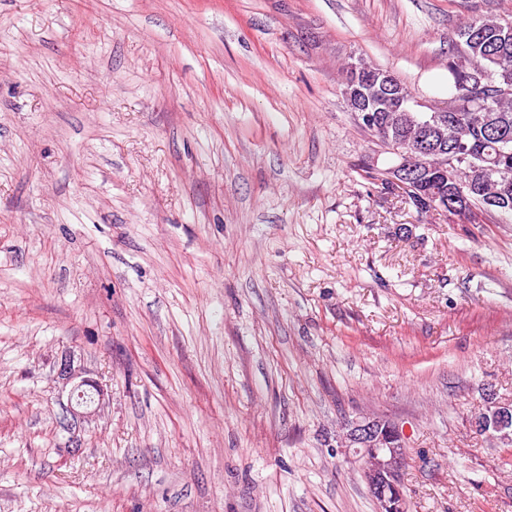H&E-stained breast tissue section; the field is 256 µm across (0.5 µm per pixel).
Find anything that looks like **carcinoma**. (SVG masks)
<instances>
[{"label": "carcinoma", "instance_id": "obj_1", "mask_svg": "<svg viewBox=\"0 0 512 512\" xmlns=\"http://www.w3.org/2000/svg\"><path fill=\"white\" fill-rule=\"evenodd\" d=\"M512 21L498 17L473 20L460 28L458 54L448 59V91L453 100L466 93L481 96L482 105L463 113L462 120L439 138L428 156L430 173L418 176L420 185L405 191L408 203L419 212L432 209L430 201L441 194L440 186L451 184L466 191L465 212L495 211L512 216V93L499 87L512 86V34L504 29ZM381 128L398 139H412L420 122L416 112H382Z\"/></svg>", "mask_w": 512, "mask_h": 512}]
</instances>
